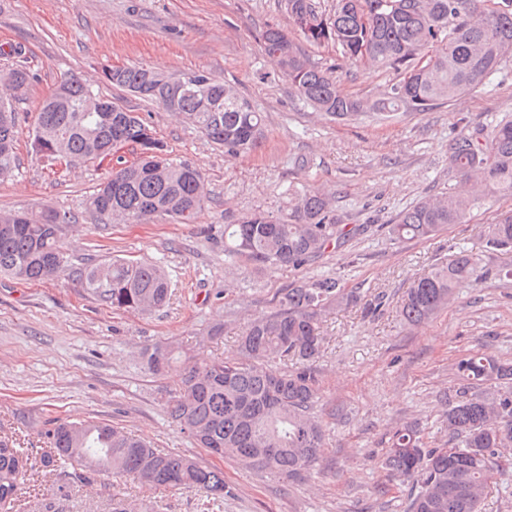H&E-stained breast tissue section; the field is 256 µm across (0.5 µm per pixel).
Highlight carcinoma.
<instances>
[{"label": "carcinoma", "instance_id": "cac0c4a2", "mask_svg": "<svg viewBox=\"0 0 512 512\" xmlns=\"http://www.w3.org/2000/svg\"><path fill=\"white\" fill-rule=\"evenodd\" d=\"M295 34L306 42L338 46L344 57L369 68L397 73L385 98L373 103L342 94L336 77L312 65L281 28L262 34L274 59L300 98L326 119L368 112H426L478 88L512 52V9L489 11L483 0H336L333 12L316 0H284ZM106 80L142 101L173 112L196 128L224 155L261 148L264 118L237 85L202 72L178 76L153 67H110ZM37 79L24 62L0 68V177L19 165L16 133L20 100ZM33 152L51 168L70 172L105 164L110 177L89 206L105 224H143L162 215L193 224L207 201L205 175L187 161L167 158L166 145L137 113L89 89L73 76L45 98L31 139ZM448 166L465 183L459 194L426 197L389 228L394 240L424 239L450 224H464L486 199L512 196V121L467 128L448 149ZM64 220L46 208L38 213H0V274L35 282L77 274L84 288L105 305L146 314L164 305L169 279L155 263L114 259L75 268L62 246ZM350 231L338 223L331 195L310 192L294 206L292 219L265 212L224 225V253L262 267L301 266L337 247ZM489 254L512 252V211L499 215L484 233ZM489 270L461 250L407 288L401 315L420 325L445 309L456 289ZM360 301L335 278L304 279L283 289L274 311L247 323L239 356L184 368L170 417L198 446L258 471L291 481L308 471L324 447L325 429L313 415L318 388L312 368L322 348L319 321L333 305ZM154 372L167 370L173 351L164 345L140 351ZM294 358L302 367L277 364ZM459 386L448 404V444L430 448L417 428H396L386 464L418 486L409 512H478L493 477L491 459L512 463V364L483 353L455 363ZM493 381L501 389L470 393ZM48 450L42 471L68 469L92 490L100 476H128L156 487L196 489L224 499V472L192 459L161 454L143 439L104 422L55 420L44 433ZM28 457L15 439L0 436V512H10Z\"/></svg>", "mask_w": 512, "mask_h": 512}]
</instances>
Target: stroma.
Instances as JSON below:
<instances>
[{
  "label": "stroma",
  "instance_id": "1",
  "mask_svg": "<svg viewBox=\"0 0 512 512\" xmlns=\"http://www.w3.org/2000/svg\"><path fill=\"white\" fill-rule=\"evenodd\" d=\"M271 26L290 27L283 0H0V66L13 63L17 48L39 75L16 104L20 167L0 179V211L57 210L68 218L62 241L74 264L152 261L172 284L165 306L134 315L103 305L73 276L25 283L0 274V435L16 438L35 460L45 419L102 421L159 453L223 470L230 488L211 507L192 489L108 474L89 490L72 476L61 512H112L119 500L147 512H407L410 487L384 464L393 429L412 424L429 446L445 443L456 361L474 352L512 361V278L493 274L459 289L452 305L418 326L399 314L410 283L458 249L481 255L493 270L512 265V254L483 248L487 224L512 209V197L490 199L467 223L429 239L395 242L388 235L389 224L422 197L460 191L448 149L465 126L512 121V58L484 86L429 111L334 122L305 105L262 51L261 35ZM304 51L348 96L375 100L395 78L389 68L348 66L333 44ZM141 65L237 83L264 115L263 147L227 157L191 125L103 78V67ZM72 74L145 118L171 160L202 168L209 200L195 223L164 216L102 223L88 200L108 168L55 173L33 154L42 102ZM307 191L334 194L343 222L368 225V232L298 269L225 256V221L255 211L289 215ZM322 277L358 289L362 302L331 307L320 321L315 413L326 439L317 464L284 482L197 447L169 415L183 368L237 356L242 328L273 311L278 292ZM378 298L381 310L364 314L363 303ZM217 321L224 334L209 339ZM155 343L181 354L162 376L138 356Z\"/></svg>",
  "mask_w": 512,
  "mask_h": 512
}]
</instances>
